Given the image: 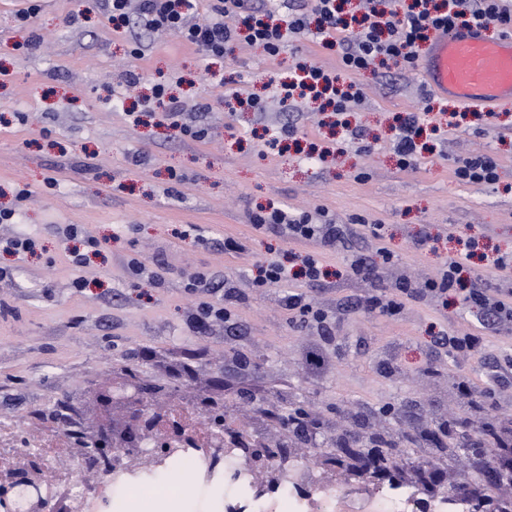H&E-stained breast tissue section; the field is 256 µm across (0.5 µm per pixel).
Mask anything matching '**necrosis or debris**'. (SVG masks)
<instances>
[{"label":"necrosis or debris","instance_id":"4bbe7bcc","mask_svg":"<svg viewBox=\"0 0 512 512\" xmlns=\"http://www.w3.org/2000/svg\"><path fill=\"white\" fill-rule=\"evenodd\" d=\"M213 437L201 430L200 444L175 448L161 458L143 455L139 464L118 458L106 471L105 483L88 493L85 462L72 458L66 481L81 498L83 512H127L128 492L154 491L155 512H165L171 498L187 499L206 512H465L462 494L428 496L393 481L361 492L326 480L320 473V452L308 460L272 458L275 481L260 483L251 464L230 448H223V464L216 467L207 452Z\"/></svg>","mask_w":512,"mask_h":512}]
</instances>
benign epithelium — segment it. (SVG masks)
Masks as SVG:
<instances>
[{
  "mask_svg": "<svg viewBox=\"0 0 512 512\" xmlns=\"http://www.w3.org/2000/svg\"><path fill=\"white\" fill-rule=\"evenodd\" d=\"M175 398L165 389L146 397L139 386L127 378H116L95 389L86 404L85 429L92 432L96 451L82 444L73 451L87 458L88 477L100 479V464L112 456L118 446L132 439H148L154 443L153 452L163 456L168 449L197 442L194 431L172 417ZM224 438L243 452L251 461L255 474L262 481L268 476V444L244 442L233 426H222ZM64 464L52 463L29 450H20L0 460V512H82L81 502L63 485Z\"/></svg>",
  "mask_w": 512,
  "mask_h": 512,
  "instance_id": "benign-epithelium-1",
  "label": "benign epithelium"
}]
</instances>
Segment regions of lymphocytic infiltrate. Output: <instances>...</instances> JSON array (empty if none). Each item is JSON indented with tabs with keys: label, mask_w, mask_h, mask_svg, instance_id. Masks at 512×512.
I'll return each mask as SVG.
<instances>
[{
	"label": "lymphocytic infiltrate",
	"mask_w": 512,
	"mask_h": 512,
	"mask_svg": "<svg viewBox=\"0 0 512 512\" xmlns=\"http://www.w3.org/2000/svg\"><path fill=\"white\" fill-rule=\"evenodd\" d=\"M229 15L240 19L241 29L225 25L224 19ZM138 17L148 30L175 34L211 59L223 58L228 45L241 35L275 56L288 38L309 36L332 47L340 41L337 33H344L339 69L302 64L294 80L278 86L282 100L323 95L334 112L342 113L355 100L353 94L341 88L343 75L379 66L416 69L422 45L441 29L476 26L511 34L512 0H369L367 12L355 26L343 17L337 0H290L283 15L263 0H214L210 15L202 20L197 17L196 0H139ZM251 221L255 229L277 231L324 249L335 247L344 236L342 225L318 222L311 214L283 208L254 213ZM477 247L475 240H462L460 249L444 263L436 278L420 285L396 279L390 292L368 295L366 309L394 315L410 299L427 297L439 301L458 294L469 308L478 311L482 329L497 331L502 323L512 322V289L493 288L479 277L468 276ZM294 268L309 283L320 281L324 275L316 255L293 253L257 265L253 283L258 288L277 286L287 280ZM183 288L196 298L189 310V321L197 329L233 317L231 302L217 297L223 285L216 273L190 272L183 279Z\"/></svg>",
	"instance_id": "obj_1"
}]
</instances>
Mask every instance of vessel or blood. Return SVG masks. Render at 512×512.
Listing matches in <instances>:
<instances>
[{
	"label": "vessel or blood",
	"mask_w": 512,
	"mask_h": 512,
	"mask_svg": "<svg viewBox=\"0 0 512 512\" xmlns=\"http://www.w3.org/2000/svg\"><path fill=\"white\" fill-rule=\"evenodd\" d=\"M429 89L464 105L512 106V35L478 28L444 29L430 39L418 64Z\"/></svg>",
	"instance_id": "b4317fda"
}]
</instances>
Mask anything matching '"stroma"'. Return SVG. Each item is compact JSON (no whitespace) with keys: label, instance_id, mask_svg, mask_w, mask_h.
Listing matches in <instances>:
<instances>
[{"label":"stroma","instance_id":"1","mask_svg":"<svg viewBox=\"0 0 512 512\" xmlns=\"http://www.w3.org/2000/svg\"><path fill=\"white\" fill-rule=\"evenodd\" d=\"M101 3L42 0L21 29L15 15L26 0H0V116L10 122L0 129V208L16 212L0 237L23 233L44 245L23 260L0 252V267L11 271L0 280V419L47 415L65 398L82 409L116 366L134 362L142 385L223 399L239 423L271 411L264 437L290 457L330 444L350 416L361 423V452L389 430L411 437L396 451L410 480L428 459L432 491L465 474L493 497L496 462L448 455L420 434L464 416L478 428L512 421V323L483 335L476 311L453 295L444 304L409 300L392 316L364 311L356 303L369 288L349 265L359 257L380 263L384 247L397 257V275L421 283L438 275L456 235L478 238L491 255L512 252V108L481 130L453 126L417 72L396 71L391 82L355 74L363 99L348 119L364 130L367 153L344 133L328 134L315 103L286 107L275 91L296 64L338 67L340 49L299 37L270 57L239 40L213 62L134 16L129 33L104 27ZM158 83L180 105L182 122L207 129L206 138L171 126L153 99ZM235 96L258 106L228 109ZM424 107L427 149L413 168H400L389 126L396 114ZM290 123L299 146L271 149ZM477 152L496 156L497 183L456 181V160ZM22 188L30 196L20 201ZM271 204L322 210L346 225L343 244L318 253L328 278L254 287L256 260L302 249L252 227L251 214ZM68 224L84 225L102 243L85 267L69 259L60 233ZM374 224L381 237L372 236ZM423 224L431 239L413 248ZM229 237L246 253L225 252ZM135 255L147 267L139 279L126 267ZM202 268L223 273L236 299L235 318L204 334L190 324L193 299L181 288L188 271ZM78 279L86 288H74ZM302 291L331 313L327 335L286 308L285 296ZM446 333L483 340L476 351L450 355L434 345ZM313 345L325 353L317 372L304 365ZM295 401L321 427L284 429L279 419Z\"/></svg>","mask_w":512,"mask_h":512}]
</instances>
